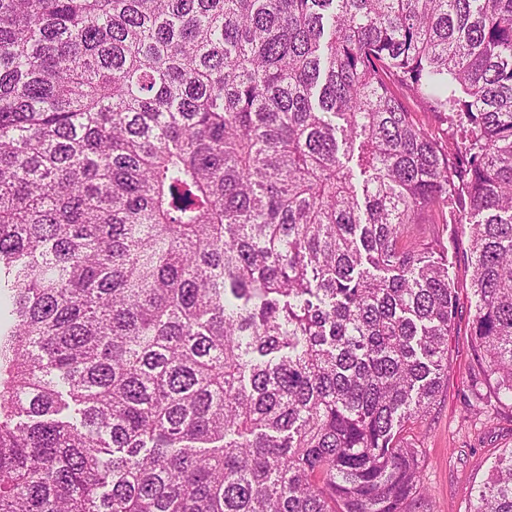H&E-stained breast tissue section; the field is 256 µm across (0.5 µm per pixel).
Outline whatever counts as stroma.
<instances>
[{
	"label": "stroma",
	"instance_id": "obj_1",
	"mask_svg": "<svg viewBox=\"0 0 512 512\" xmlns=\"http://www.w3.org/2000/svg\"><path fill=\"white\" fill-rule=\"evenodd\" d=\"M442 232L448 247V276L459 290L457 333L450 341L448 384L415 436L424 452V496L431 512H470L491 461L512 448V412L476 416L464 401L475 300L469 290L467 242L456 225L445 226Z\"/></svg>",
	"mask_w": 512,
	"mask_h": 512
}]
</instances>
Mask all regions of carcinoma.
<instances>
[{
  "instance_id": "cac0c4a2",
  "label": "carcinoma",
  "mask_w": 512,
  "mask_h": 512,
  "mask_svg": "<svg viewBox=\"0 0 512 512\" xmlns=\"http://www.w3.org/2000/svg\"><path fill=\"white\" fill-rule=\"evenodd\" d=\"M437 214L512 408V0H0V512H413Z\"/></svg>"
}]
</instances>
